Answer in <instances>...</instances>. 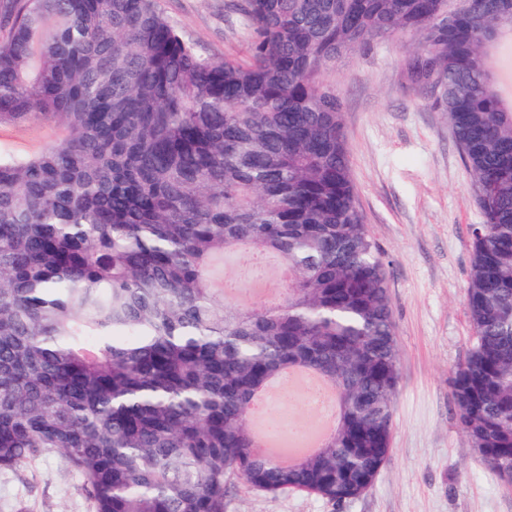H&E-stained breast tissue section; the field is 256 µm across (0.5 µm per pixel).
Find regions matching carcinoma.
Listing matches in <instances>:
<instances>
[{
    "mask_svg": "<svg viewBox=\"0 0 512 512\" xmlns=\"http://www.w3.org/2000/svg\"><path fill=\"white\" fill-rule=\"evenodd\" d=\"M243 57L209 55L160 0H0V470L60 454L94 512H224L230 481L360 496L400 383L385 260L351 179L329 75L408 37L402 77L447 114L483 222L474 340L452 377L471 447L512 478V0H242ZM246 247L252 262L224 276ZM335 388L287 465L251 408L288 371ZM57 137V131L44 124L0 126V150L17 154L40 151Z\"/></svg>",
    "mask_w": 512,
    "mask_h": 512,
    "instance_id": "obj_1",
    "label": "carcinoma"
}]
</instances>
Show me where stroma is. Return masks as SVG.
I'll return each instance as SVG.
<instances>
[{
    "instance_id": "1",
    "label": "stroma",
    "mask_w": 512,
    "mask_h": 512,
    "mask_svg": "<svg viewBox=\"0 0 512 512\" xmlns=\"http://www.w3.org/2000/svg\"><path fill=\"white\" fill-rule=\"evenodd\" d=\"M235 0H161L208 54L244 53ZM406 41L343 55L330 80L341 101L357 203L385 255L400 358L391 452L369 491L342 502L232 484L225 512H512L503 484L457 420L451 378L473 336L466 284L481 223L469 172L445 113L402 81ZM57 137L34 123L0 126V150L40 151ZM81 476L48 453L17 475L0 472V512H92Z\"/></svg>"
}]
</instances>
